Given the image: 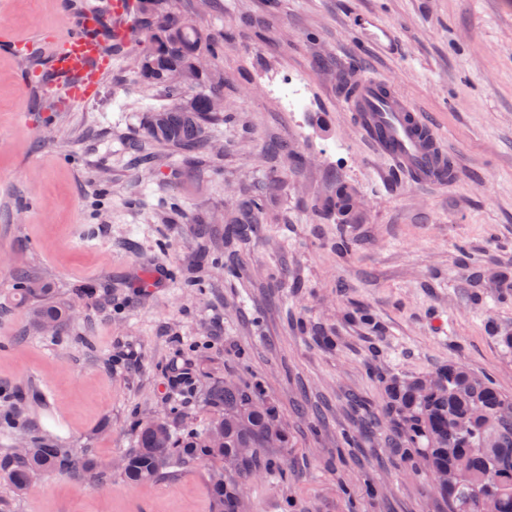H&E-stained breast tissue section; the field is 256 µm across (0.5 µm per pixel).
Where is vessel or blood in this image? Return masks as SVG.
<instances>
[{"label": "vessel or blood", "instance_id": "b4317fda", "mask_svg": "<svg viewBox=\"0 0 512 512\" xmlns=\"http://www.w3.org/2000/svg\"><path fill=\"white\" fill-rule=\"evenodd\" d=\"M125 14L121 0H114L108 14L87 6L65 33L54 37L48 75L24 70L20 80L26 84H61L67 104L84 96L91 88L90 76L102 68L100 54L105 38L113 35L129 39L131 29L121 22ZM347 103L356 114L359 129L375 149L413 182L437 187L452 182L448 153L434 127L393 87L375 79L354 82Z\"/></svg>", "mask_w": 512, "mask_h": 512}]
</instances>
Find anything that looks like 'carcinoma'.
Wrapping results in <instances>:
<instances>
[{
	"mask_svg": "<svg viewBox=\"0 0 512 512\" xmlns=\"http://www.w3.org/2000/svg\"><path fill=\"white\" fill-rule=\"evenodd\" d=\"M140 25L149 30L142 43L138 77L159 88L166 103L149 111L143 124L147 141L188 154H198L205 144L207 126L224 121L212 109L214 95L202 83L206 70L196 68L199 58H215L218 43L203 44L194 25L165 14L163 0H139ZM164 23H158L162 15ZM172 69L192 75L193 87L187 106L182 86L168 81ZM265 202L251 195L242 217L232 221L224 239L227 248L249 240L263 223ZM64 307L47 303L33 309V321L52 320L63 326ZM385 414L393 422L401 463L414 473L424 472L434 484L448 512H512V399L500 391L492 378L450 361L434 372L411 379L384 381ZM213 418L203 434H175L163 421L150 426L134 422L137 448L124 456L125 478L133 484L156 479L164 467L197 460L219 462L210 495L218 512H239V483L227 477L234 472L245 480L263 470L277 472V463L262 456L269 439L288 447V433L276 406L257 386L234 381L218 382L207 392ZM224 431V446H211L210 434ZM91 459L78 460L64 448L35 441L28 456L11 455L0 460L14 488L23 492L40 473L90 472Z\"/></svg>",
	"mask_w": 512,
	"mask_h": 512,
	"instance_id": "1",
	"label": "carcinoma"
}]
</instances>
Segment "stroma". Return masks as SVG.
I'll return each instance as SVG.
<instances>
[{"instance_id":"35a3bbf8","label":"stroma","mask_w":512,"mask_h":512,"mask_svg":"<svg viewBox=\"0 0 512 512\" xmlns=\"http://www.w3.org/2000/svg\"><path fill=\"white\" fill-rule=\"evenodd\" d=\"M84 2L0 0V27L34 39L0 51V415L89 456L97 476L40 474L19 492L0 471V512H213L210 463L135 485L119 462L135 418L204 431L205 393L224 379L261 383L290 439L266 451L281 473L247 483L249 512H348L342 480L379 485L361 512H447L399 465L389 429L359 434L351 398L382 411L380 375L451 359L512 396L497 341L512 332V0H280L274 13L266 0H167L220 43L209 87L229 119L209 127L202 163L152 143L147 165L130 145L164 99L136 74L137 43L106 49L94 92L61 111L19 81L46 70L49 39ZM361 16L387 40L360 32ZM351 77L423 113L453 183L417 185L373 148L345 104ZM299 79L306 106L292 112L276 89ZM256 190L261 230L226 258L227 222ZM343 190L362 207L345 226ZM341 229L352 251L337 249ZM21 270L68 308L59 335L32 325ZM346 429L358 445L341 457Z\"/></svg>"}]
</instances>
